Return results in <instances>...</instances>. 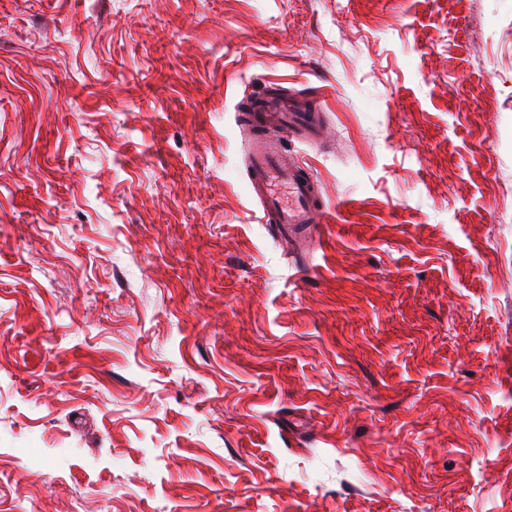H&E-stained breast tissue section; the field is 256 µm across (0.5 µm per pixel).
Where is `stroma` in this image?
I'll return each mask as SVG.
<instances>
[{
    "label": "stroma",
    "instance_id": "35a3bbf8",
    "mask_svg": "<svg viewBox=\"0 0 512 512\" xmlns=\"http://www.w3.org/2000/svg\"><path fill=\"white\" fill-rule=\"evenodd\" d=\"M0 512H512V0H0ZM262 127L301 131L312 138H319L323 131L315 112H295L288 96L265 95L261 99ZM250 164L254 194L266 223L281 225L301 242L316 232L313 224H320L324 215L316 181L304 169L288 164V156L273 151L263 140L255 142ZM277 179L285 184L288 201L277 192Z\"/></svg>",
    "mask_w": 512,
    "mask_h": 512
}]
</instances>
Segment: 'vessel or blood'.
Here are the masks:
<instances>
[{
	"instance_id": "obj_1",
	"label": "vessel or blood",
	"mask_w": 512,
	"mask_h": 512,
	"mask_svg": "<svg viewBox=\"0 0 512 512\" xmlns=\"http://www.w3.org/2000/svg\"><path fill=\"white\" fill-rule=\"evenodd\" d=\"M261 110L263 127L298 130L312 138L322 134L317 113L294 111L287 96H263ZM250 164L254 194L266 223L281 225L300 241L314 232L324 215L316 181L262 140L255 142Z\"/></svg>"
}]
</instances>
